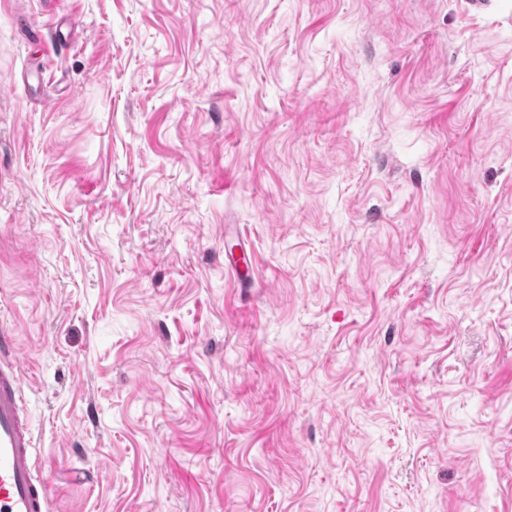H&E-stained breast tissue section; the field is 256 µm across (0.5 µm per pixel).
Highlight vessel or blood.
Masks as SVG:
<instances>
[{
	"mask_svg": "<svg viewBox=\"0 0 512 512\" xmlns=\"http://www.w3.org/2000/svg\"><path fill=\"white\" fill-rule=\"evenodd\" d=\"M225 258L239 285H247L250 259L238 244ZM35 444L24 409L22 374L13 337L0 336V512H48V492L35 463Z\"/></svg>",
	"mask_w": 512,
	"mask_h": 512,
	"instance_id": "1",
	"label": "vessel or blood"
}]
</instances>
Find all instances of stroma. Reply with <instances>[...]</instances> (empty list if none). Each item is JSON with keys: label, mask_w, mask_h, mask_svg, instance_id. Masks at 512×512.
I'll return each instance as SVG.
<instances>
[{"label": "stroma", "mask_w": 512, "mask_h": 512, "mask_svg": "<svg viewBox=\"0 0 512 512\" xmlns=\"http://www.w3.org/2000/svg\"><path fill=\"white\" fill-rule=\"evenodd\" d=\"M0 330L51 512H512V0H0ZM225 258L228 269L235 273L236 282L241 286H248L249 281L246 274L249 272L250 259L246 250L239 243L232 246L227 245Z\"/></svg>", "instance_id": "1"}]
</instances>
